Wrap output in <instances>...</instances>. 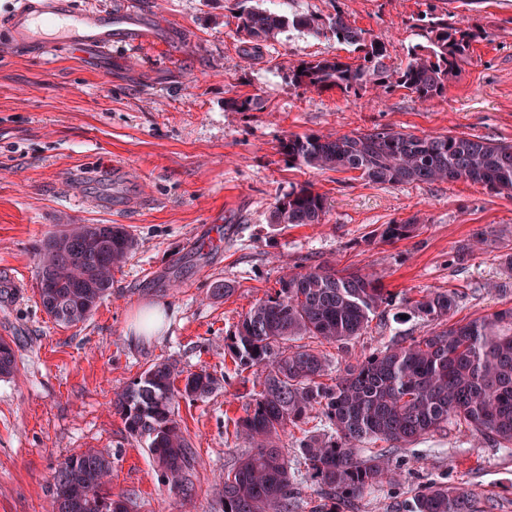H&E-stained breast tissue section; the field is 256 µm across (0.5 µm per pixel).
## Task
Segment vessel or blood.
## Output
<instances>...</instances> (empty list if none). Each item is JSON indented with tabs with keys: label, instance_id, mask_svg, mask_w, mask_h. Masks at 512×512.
I'll list each match as a JSON object with an SVG mask.
<instances>
[{
	"label": "vessel or blood",
	"instance_id": "obj_1",
	"mask_svg": "<svg viewBox=\"0 0 512 512\" xmlns=\"http://www.w3.org/2000/svg\"><path fill=\"white\" fill-rule=\"evenodd\" d=\"M161 27L128 6L77 10L71 0H16L0 15V29L19 50L48 60L68 51L108 60L113 47L151 40Z\"/></svg>",
	"mask_w": 512,
	"mask_h": 512
}]
</instances>
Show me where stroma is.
Wrapping results in <instances>:
<instances>
[{
    "mask_svg": "<svg viewBox=\"0 0 512 512\" xmlns=\"http://www.w3.org/2000/svg\"><path fill=\"white\" fill-rule=\"evenodd\" d=\"M173 23L160 41L113 49L111 66L69 55L54 62L14 48L0 32V338L17 356L0 377V512H51L49 483L68 456L112 457V492L133 512H222L223 477L249 449L235 430L260 374H235L224 340L285 274L323 263L378 272L394 295L346 347L322 344L331 370L433 324L409 310L427 291L459 296L456 319L512 306L503 261L512 253V195L469 181L374 184L354 172L288 162L290 134L343 135L388 125L417 135L512 141V0H252L255 7L349 21L385 42L392 67L418 42L412 19L430 7L482 25L444 96L423 103L402 88L304 90L281 61L339 57L331 34L292 28L243 55L242 0H136ZM249 96L251 111L231 108ZM303 185L326 197L319 224H274L276 200ZM415 220L386 243L385 225ZM76 224H121L134 240L112 288L85 321L56 324L36 291V246ZM474 244L464 265L453 257ZM231 286L230 295L216 285ZM163 307L151 336L138 310ZM403 319H396V312ZM166 361L188 374L228 376L205 399H180L177 418L199 465L185 498L158 484L151 456L112 407L116 394ZM396 482L367 490L352 512H389L425 482L465 484L483 512H512V452L451 427L391 449Z\"/></svg>",
    "mask_w": 512,
    "mask_h": 512,
    "instance_id": "35a3bbf8",
    "label": "stroma"
}]
</instances>
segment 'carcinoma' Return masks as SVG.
<instances>
[{"mask_svg": "<svg viewBox=\"0 0 512 512\" xmlns=\"http://www.w3.org/2000/svg\"><path fill=\"white\" fill-rule=\"evenodd\" d=\"M239 31L250 49L285 27L316 35L329 32L362 53L352 65L337 58L281 64L288 83L304 89L338 88L358 95L367 88L408 90L426 103L445 93L472 44L490 33L454 19L450 12L416 18L422 41L391 73L385 43L353 26L340 10L321 23L308 15L286 17L245 7ZM283 154L298 166L358 172L375 184L470 181L495 194L512 193V142L473 135H423L376 125L365 132L325 136L290 134ZM326 198L310 186L277 199L273 224H320ZM415 222L388 224L381 240L410 236ZM133 238L121 224H83L54 234L38 246L40 303L55 322L85 321L112 288V271L126 261ZM279 288L259 300L226 339L224 350L238 373L261 369L237 433L250 444L224 470V512H294L298 487L280 445V432L320 420L329 431L308 434L298 444L307 480L331 503L348 509L366 490L393 479L382 453L361 455L370 438L400 448L450 426L463 427L498 448L512 449V307L469 321H451L456 294L428 291L413 310L435 323L423 336H395L330 384L328 363L319 350L291 341L308 337L343 344L360 335L392 297L376 273L338 270L328 264L283 276ZM16 368V352L0 338V377ZM182 385H176V380ZM221 387L200 370L182 375L168 362L146 369L113 401L127 434L143 443L158 482L169 491L192 495L197 464L192 445L176 418L180 398L204 399ZM50 486L52 512H115L110 486L112 461L96 451L66 458ZM390 512H481L478 494L462 485L431 482Z\"/></svg>", "mask_w": 512, "mask_h": 512, "instance_id": "cac0c4a2", "label": "carcinoma"}]
</instances>
